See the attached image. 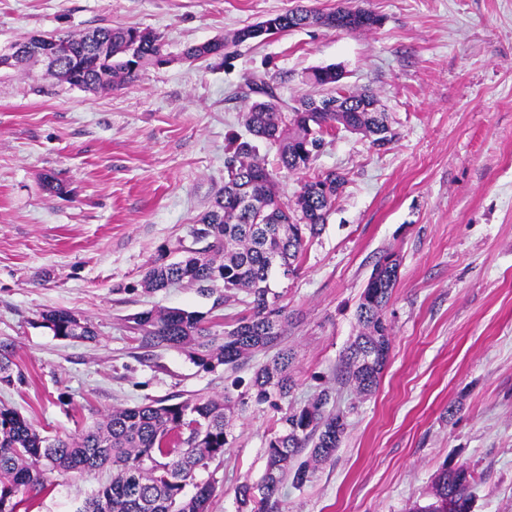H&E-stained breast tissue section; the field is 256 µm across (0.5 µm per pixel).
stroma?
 <instances>
[{
	"instance_id": "1",
	"label": "stroma",
	"mask_w": 512,
	"mask_h": 512,
	"mask_svg": "<svg viewBox=\"0 0 512 512\" xmlns=\"http://www.w3.org/2000/svg\"><path fill=\"white\" fill-rule=\"evenodd\" d=\"M338 0H0V48L48 33L136 27L167 52L137 80L96 93L42 64L0 72V348L13 383L0 403L40 434L78 435L112 409L203 393L239 399L275 349L238 369L205 368L190 350L141 346L127 328L149 309L234 319L197 288L152 292L158 257L192 248V230L224 186L225 145L243 133L245 82L271 78L292 103L326 65L372 91L394 142L345 129L325 136L311 171L348 182L299 270L271 288L288 314L283 343L297 386L285 407L324 388L347 430L333 462L280 512H407L445 466L482 474L471 512H512V0H352L378 15L367 32L298 29L188 61L191 45L232 36L299 5ZM62 185L45 188V175ZM400 261L386 318L391 350L377 388L342 383L356 307L377 262ZM64 308L91 340H62L40 314ZM279 411L235 409L223 459L197 474L212 512H239L236 487L259 480ZM106 473H52L18 512H77Z\"/></svg>"
}]
</instances>
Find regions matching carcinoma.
Segmentation results:
<instances>
[{
	"instance_id": "obj_1",
	"label": "carcinoma",
	"mask_w": 512,
	"mask_h": 512,
	"mask_svg": "<svg viewBox=\"0 0 512 512\" xmlns=\"http://www.w3.org/2000/svg\"><path fill=\"white\" fill-rule=\"evenodd\" d=\"M380 18L365 9L340 3L323 12L298 6L238 30L229 41L216 39L189 46L191 61L226 57L230 46L295 29L318 26L347 31H370ZM112 52L88 59L80 77L72 79L70 63L58 61L46 73L71 86L94 91L109 85L129 84L149 64L161 63L164 43L149 31L100 27L84 33L57 34L70 44H85L89 36ZM343 72L334 66L317 67L306 83L324 95L304 94L294 104L281 103L270 83L255 77L249 90L257 96L244 113L250 140L232 139V153L225 160L224 189L199 218L194 230L196 247L182 258L154 262L144 277V287L162 291L187 284L211 294H224L216 304L227 303L245 292V309L231 328L219 337L205 317L183 309L143 311L128 318L129 329L144 347L190 349L203 367L241 366L256 352L274 346L285 334L288 316L272 292L270 279L295 273L306 241L326 224L345 178L336 171L300 182L293 202L281 199L276 177L257 156L256 143L274 146L278 170L299 174L311 168L323 137L338 126L371 137L373 146L390 145L395 135L386 114L377 110L374 96L350 92L340 82ZM398 260L389 254L378 262L364 288L356 310L362 332L349 347L342 377L365 394L376 389L390 350V327L385 316L397 275ZM43 324L54 336L88 340L92 326L66 309L42 313ZM293 354L278 353L261 366L250 384V398L257 404L281 408L296 383L291 373ZM332 394L324 390L310 405L291 409L279 420L280 428L267 443V462L257 482L245 481L235 489L241 512H275L284 482L295 488L310 481L315 469L334 457L345 433L344 415L326 410ZM231 398L198 394L176 403L150 404L112 410L103 422L78 436L49 439L42 436L15 409L0 406V512H16L19 494L45 487L52 471L92 473L111 469L112 477L85 500L80 512H209L215 483L194 482L197 471L224 456L231 436L227 412ZM308 458L294 460L305 448ZM477 475L465 465L442 467L434 478L426 505L412 512H470L471 488ZM194 485L192 494L186 493Z\"/></svg>"
}]
</instances>
